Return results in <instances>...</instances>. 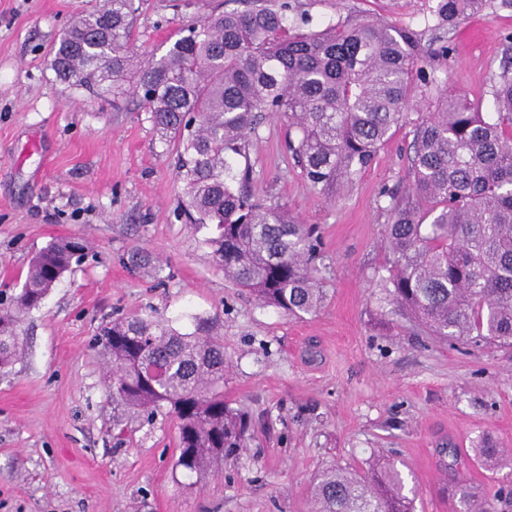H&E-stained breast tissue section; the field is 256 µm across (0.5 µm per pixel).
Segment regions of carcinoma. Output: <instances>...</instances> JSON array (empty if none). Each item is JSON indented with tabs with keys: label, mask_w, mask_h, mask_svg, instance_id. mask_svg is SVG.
Segmentation results:
<instances>
[{
	"label": "carcinoma",
	"mask_w": 512,
	"mask_h": 512,
	"mask_svg": "<svg viewBox=\"0 0 512 512\" xmlns=\"http://www.w3.org/2000/svg\"><path fill=\"white\" fill-rule=\"evenodd\" d=\"M487 0H442L455 30ZM282 2L224 11L187 29L160 58L131 51L134 0H104L76 19L53 53L56 76L138 99L162 139L177 141L194 224L224 276L285 314L317 311L325 299L316 229L286 209L252 199L246 141L264 113L288 120V150L300 174L329 200L349 186L405 122L418 81L429 82L417 35L361 19L317 34L294 30ZM410 181L390 199L391 254L384 287L392 301L442 341L512 345V70L493 89V111L440 89L417 119ZM244 158L238 167L235 157ZM76 239L52 242L33 259L20 291L0 299V371L21 354L24 314L41 307L72 263ZM129 263L157 275L150 255ZM182 332L135 315L101 326L96 345L109 372L113 409L176 421V467L205 474L247 446L250 421L224 401V344L193 318ZM316 512H415L400 473L374 462L365 475L331 468L312 487Z\"/></svg>",
	"instance_id": "obj_1"
}]
</instances>
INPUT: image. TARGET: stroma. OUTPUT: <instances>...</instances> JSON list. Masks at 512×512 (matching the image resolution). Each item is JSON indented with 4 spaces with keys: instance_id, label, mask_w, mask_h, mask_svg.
<instances>
[{
    "instance_id": "35a3bbf8",
    "label": "stroma",
    "mask_w": 512,
    "mask_h": 512,
    "mask_svg": "<svg viewBox=\"0 0 512 512\" xmlns=\"http://www.w3.org/2000/svg\"><path fill=\"white\" fill-rule=\"evenodd\" d=\"M103 0H0V291L21 288L32 258L57 239L89 248L22 324L21 358L0 373V512H314L321 470L394 463L416 512H464L512 487V348L449 345L401 315L386 292L388 189L408 182L413 119L432 94L416 86L409 120L336 200L315 193L286 147L284 117L250 138L256 198L319 227L326 298L300 318L261 304L224 276L190 224L177 146L148 112L60 81L61 33ZM440 0H290L300 32L377 17L416 31L435 87L492 104L512 59V5L490 0L457 30ZM140 61L166 53L190 24L247 0H135ZM148 252L153 277L128 263ZM150 314L224 344V398L248 412L245 448L200 482L176 469L172 418L128 416L112 428L102 324ZM512 512V498L495 499Z\"/></svg>"
}]
</instances>
